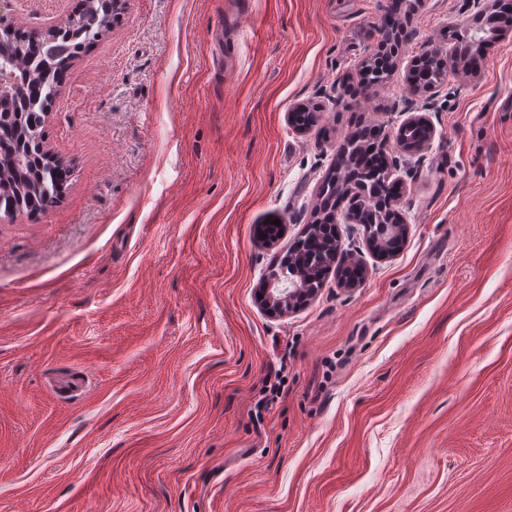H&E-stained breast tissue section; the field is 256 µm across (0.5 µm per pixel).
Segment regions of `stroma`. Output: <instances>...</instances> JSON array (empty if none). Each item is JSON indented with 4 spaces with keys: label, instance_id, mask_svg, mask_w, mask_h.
<instances>
[{
    "label": "stroma",
    "instance_id": "1",
    "mask_svg": "<svg viewBox=\"0 0 512 512\" xmlns=\"http://www.w3.org/2000/svg\"><path fill=\"white\" fill-rule=\"evenodd\" d=\"M393 2L123 0L73 59L46 123L64 196L0 213V512H512V33L426 102L410 59L476 18L422 0L370 96ZM411 102L420 154L395 139ZM358 112L410 164L409 234L385 260L341 224L366 279L270 317L260 279ZM408 112L411 114L405 120L403 127L416 128L420 132H425V136L422 140V143L418 147L413 148L419 142L420 133L417 130L402 128L399 129L397 133L399 143L403 144L405 148H413L412 150H428L434 137L433 126L430 118L426 113H420L421 111L418 107H409Z\"/></svg>",
    "mask_w": 512,
    "mask_h": 512
}]
</instances>
